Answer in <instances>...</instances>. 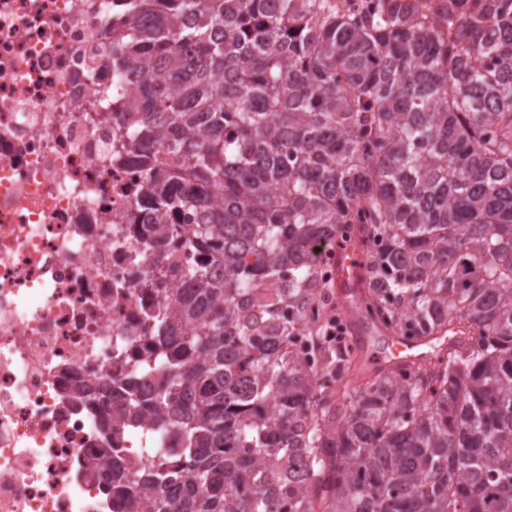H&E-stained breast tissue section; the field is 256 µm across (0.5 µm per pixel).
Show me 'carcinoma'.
I'll return each mask as SVG.
<instances>
[{
	"label": "carcinoma",
	"instance_id": "obj_1",
	"mask_svg": "<svg viewBox=\"0 0 512 512\" xmlns=\"http://www.w3.org/2000/svg\"><path fill=\"white\" fill-rule=\"evenodd\" d=\"M455 2L127 0L112 158L188 288L112 414L179 462L113 449L124 512H512V0ZM357 221L366 298L435 349L351 388L314 248Z\"/></svg>",
	"mask_w": 512,
	"mask_h": 512
}]
</instances>
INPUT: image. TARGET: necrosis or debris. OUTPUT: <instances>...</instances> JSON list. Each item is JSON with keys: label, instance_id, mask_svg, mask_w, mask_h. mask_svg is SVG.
<instances>
[{"label": "necrosis or debris", "instance_id": "4bbe7bcc", "mask_svg": "<svg viewBox=\"0 0 512 512\" xmlns=\"http://www.w3.org/2000/svg\"><path fill=\"white\" fill-rule=\"evenodd\" d=\"M112 0H0V512H123L96 460L166 258L121 237L143 175L112 160ZM78 382L98 394L82 403Z\"/></svg>", "mask_w": 512, "mask_h": 512}]
</instances>
